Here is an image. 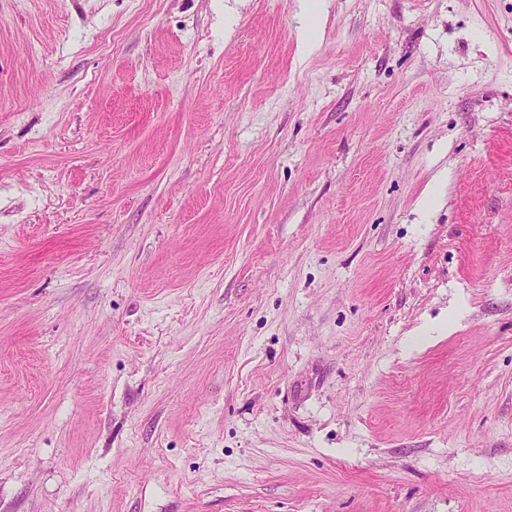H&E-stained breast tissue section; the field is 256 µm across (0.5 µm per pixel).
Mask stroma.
I'll list each match as a JSON object with an SVG mask.
<instances>
[{
  "label": "stroma",
  "instance_id": "stroma-1",
  "mask_svg": "<svg viewBox=\"0 0 512 512\" xmlns=\"http://www.w3.org/2000/svg\"><path fill=\"white\" fill-rule=\"evenodd\" d=\"M308 21L0 0V512H512V0Z\"/></svg>",
  "mask_w": 512,
  "mask_h": 512
}]
</instances>
